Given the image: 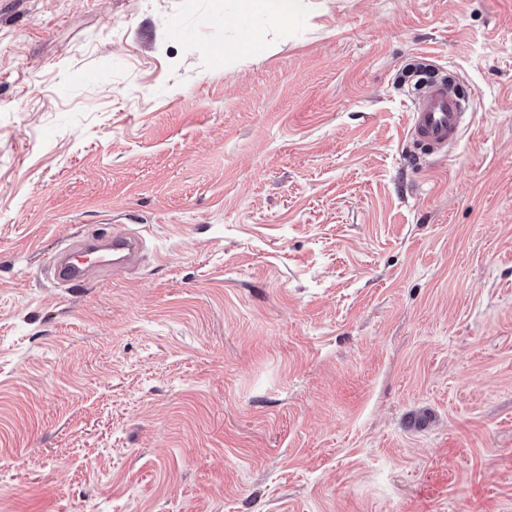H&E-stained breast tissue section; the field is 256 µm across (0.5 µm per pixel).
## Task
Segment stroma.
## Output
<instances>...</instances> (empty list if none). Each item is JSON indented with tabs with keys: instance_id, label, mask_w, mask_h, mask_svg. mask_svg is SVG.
Here are the masks:
<instances>
[{
	"instance_id": "1",
	"label": "stroma",
	"mask_w": 512,
	"mask_h": 512,
	"mask_svg": "<svg viewBox=\"0 0 512 512\" xmlns=\"http://www.w3.org/2000/svg\"><path fill=\"white\" fill-rule=\"evenodd\" d=\"M0 512H512V0H0ZM305 0H243L248 11L256 10L274 15L283 23L289 22ZM429 90L416 89L412 100L407 135L425 156L445 157L448 147L469 124L473 101L463 93L456 75L428 78ZM59 248L50 262L52 280L62 288L84 285L95 272L139 259L141 243L137 236L123 231L110 235L88 234L78 242Z\"/></svg>"
}]
</instances>
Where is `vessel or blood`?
I'll list each match as a JSON object with an SVG mask.
<instances>
[{"instance_id":"1","label":"vessel or blood","mask_w":512,"mask_h":512,"mask_svg":"<svg viewBox=\"0 0 512 512\" xmlns=\"http://www.w3.org/2000/svg\"><path fill=\"white\" fill-rule=\"evenodd\" d=\"M427 84V92L418 91L412 97L407 135L423 155L444 157L468 126L473 102L455 76L431 77ZM140 251L139 238L128 232L88 234L54 253L50 275L58 286L75 288L99 270L136 262Z\"/></svg>"}]
</instances>
